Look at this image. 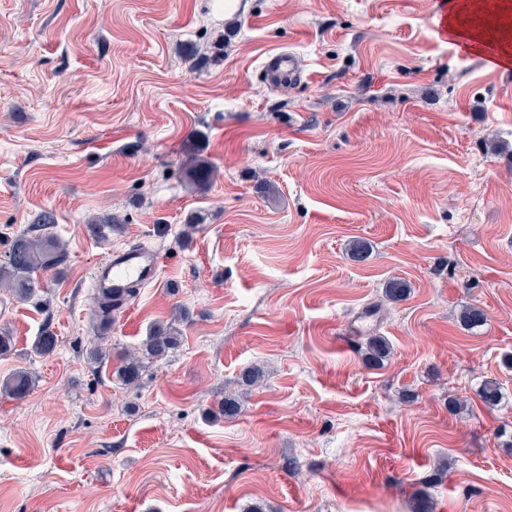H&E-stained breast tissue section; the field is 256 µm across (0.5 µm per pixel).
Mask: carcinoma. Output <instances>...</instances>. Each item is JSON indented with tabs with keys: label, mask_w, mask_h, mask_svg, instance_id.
<instances>
[{
	"label": "carcinoma",
	"mask_w": 512,
	"mask_h": 512,
	"mask_svg": "<svg viewBox=\"0 0 512 512\" xmlns=\"http://www.w3.org/2000/svg\"><path fill=\"white\" fill-rule=\"evenodd\" d=\"M186 177L190 183L203 186L210 180L211 168L206 161L193 157L190 159ZM36 224L43 233L35 236L23 233L11 238L8 250L0 259V288L24 301L32 300L37 296L38 281L33 278V273L42 269L57 268L66 261V252L59 239L50 232L55 224L54 215L44 212L38 216ZM408 291L409 288L405 282L392 280L385 288V297L390 302H399L407 297ZM95 312L99 321V330L107 331L112 322V316L116 314L112 302L96 297ZM485 321L486 313L477 305L463 309L459 317L460 324L468 329L479 326ZM181 341L182 331L175 323L153 326L137 351L124 354L120 365L112 373L113 378L126 386L138 383L145 370V360H159L166 357ZM56 346L57 337L49 329L42 330L34 344L37 353L42 355L54 352ZM389 355L390 346L385 337L366 338L363 360L368 366L383 365ZM33 385L32 374L19 370L13 373L0 388L5 394L15 399H22L27 396ZM480 398L488 407L497 406L502 398L499 382L492 379L484 381Z\"/></svg>",
	"instance_id": "carcinoma-1"
}]
</instances>
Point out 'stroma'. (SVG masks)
<instances>
[{"label":"stroma","mask_w":512,"mask_h":512,"mask_svg":"<svg viewBox=\"0 0 512 512\" xmlns=\"http://www.w3.org/2000/svg\"><path fill=\"white\" fill-rule=\"evenodd\" d=\"M438 12L0 0V256L44 211L68 253L40 303L0 290V383L35 381L0 392V512H413L421 496L512 512V70L461 54ZM276 51L300 81L267 82ZM194 153L213 169L203 189L185 179ZM107 216L118 226L95 228ZM125 245L156 248L160 280L103 333L91 280ZM469 305L487 314L475 330ZM180 308V346L115 384ZM45 328L58 346L42 356ZM372 334L391 347L378 368L360 351ZM227 395L233 419L216 413ZM34 385V379L30 372L19 370L13 373L2 385L3 392L15 399L27 396Z\"/></svg>","instance_id":"1"}]
</instances>
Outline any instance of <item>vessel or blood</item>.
Wrapping results in <instances>:
<instances>
[{
	"label": "vessel or blood",
	"instance_id": "vessel-or-blood-1",
	"mask_svg": "<svg viewBox=\"0 0 512 512\" xmlns=\"http://www.w3.org/2000/svg\"><path fill=\"white\" fill-rule=\"evenodd\" d=\"M264 69L276 84L296 80L299 75L296 59L289 52L271 54ZM159 273V255L149 247L114 249L98 264L92 284L96 292L111 295L124 305L131 298L132 289L154 283Z\"/></svg>",
	"mask_w": 512,
	"mask_h": 512
}]
</instances>
